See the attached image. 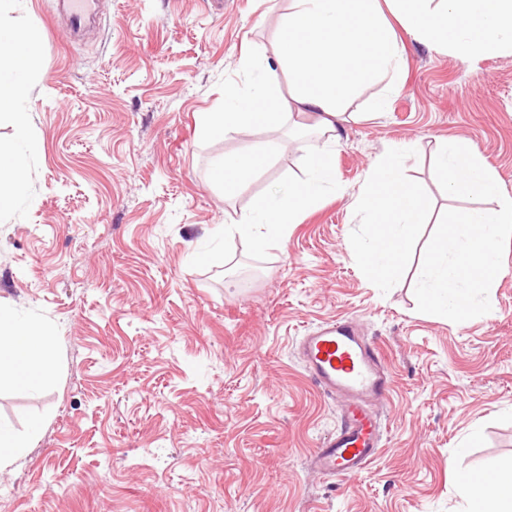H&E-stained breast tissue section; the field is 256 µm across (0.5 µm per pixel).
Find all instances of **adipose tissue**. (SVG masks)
Returning <instances> with one entry per match:
<instances>
[{"mask_svg":"<svg viewBox=\"0 0 512 512\" xmlns=\"http://www.w3.org/2000/svg\"><path fill=\"white\" fill-rule=\"evenodd\" d=\"M291 2L275 61L261 54L245 56L246 87H226L223 111L204 113L198 127L204 139L240 134L293 110L321 134L324 145L309 156L301 180L267 196L231 223L218 225L225 238L239 237L259 249L277 248L304 212L317 207L328 191H340L331 157L348 120L347 100L363 80L384 81L386 91H393L402 69L404 47L392 21H399L414 40L463 62L512 54V0ZM40 53L37 29L0 22V123L14 129L12 141L0 144V213L26 189L34 144L29 115L21 106L29 98ZM276 61L287 65L293 81L286 100L272 67ZM269 158L268 145L244 146L216 164L213 179L225 189H241ZM358 206L367 230L351 253L375 285L388 287L398 280L417 229L428 216L427 202L406 179L399 153L375 159ZM54 371L49 330L0 306V383L37 392ZM458 486L468 502L467 512H512V471L465 473Z\"/></svg>","mask_w":512,"mask_h":512,"instance_id":"ef3b65f1","label":"adipose tissue"}]
</instances>
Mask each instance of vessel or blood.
Returning <instances> with one entry per match:
<instances>
[{
  "label": "vessel or blood",
  "mask_w": 512,
  "mask_h": 512,
  "mask_svg": "<svg viewBox=\"0 0 512 512\" xmlns=\"http://www.w3.org/2000/svg\"><path fill=\"white\" fill-rule=\"evenodd\" d=\"M71 36H81L101 15L100 0H55ZM297 352L306 372L331 398H341L340 425L316 448L311 464L325 477L361 473L380 450V421L374 410L386 400L392 378L375 343L360 324L340 317L300 336Z\"/></svg>",
  "instance_id": "obj_1"
}]
</instances>
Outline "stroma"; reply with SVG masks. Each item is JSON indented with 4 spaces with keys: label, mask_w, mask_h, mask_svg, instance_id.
<instances>
[{
    "label": "stroma",
    "mask_w": 512,
    "mask_h": 512,
    "mask_svg": "<svg viewBox=\"0 0 512 512\" xmlns=\"http://www.w3.org/2000/svg\"><path fill=\"white\" fill-rule=\"evenodd\" d=\"M75 44L52 0H5L0 18L43 40L24 109L37 145L29 184L0 216V305L54 332L56 373L37 393L0 386V421L42 427L0 469V512H465L458 474L512 466V243L493 318L419 312L416 264L442 213L472 207L440 188L434 161L470 141L512 195V55L471 62L404 38L386 113L345 126L333 166L343 194L305 212L277 248L224 242L186 263L216 225L302 178L319 135L288 123L200 138L246 51L272 53L290 0H106ZM273 161L242 189L212 184L215 160L254 141ZM410 141L424 224L400 282L377 287L350 251L372 163ZM351 317L393 385L379 454L355 477L310 458L339 408L295 350L314 324ZM479 440L455 450L472 430Z\"/></svg>",
    "instance_id": "1"
}]
</instances>
